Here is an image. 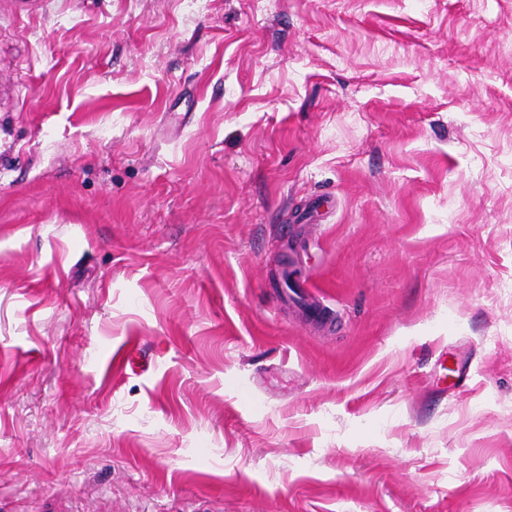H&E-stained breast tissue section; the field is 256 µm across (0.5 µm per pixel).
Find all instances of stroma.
Masks as SVG:
<instances>
[{"label":"stroma","instance_id":"1","mask_svg":"<svg viewBox=\"0 0 512 512\" xmlns=\"http://www.w3.org/2000/svg\"><path fill=\"white\" fill-rule=\"evenodd\" d=\"M0 512H512V0H0Z\"/></svg>","mask_w":512,"mask_h":512}]
</instances>
